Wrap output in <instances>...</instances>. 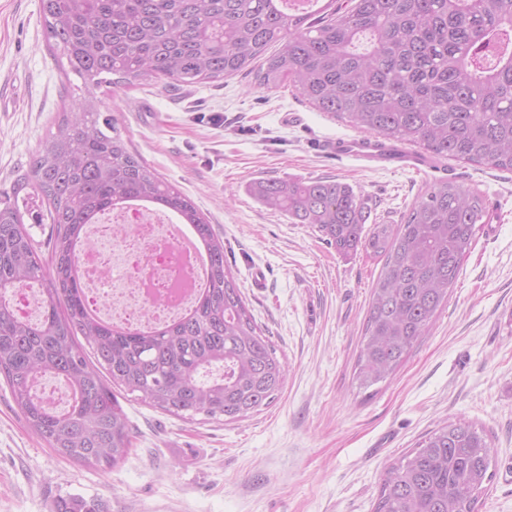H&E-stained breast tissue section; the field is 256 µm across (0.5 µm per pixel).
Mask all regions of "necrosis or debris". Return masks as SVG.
<instances>
[{
    "instance_id": "obj_1",
    "label": "necrosis or debris",
    "mask_w": 512,
    "mask_h": 512,
    "mask_svg": "<svg viewBox=\"0 0 512 512\" xmlns=\"http://www.w3.org/2000/svg\"><path fill=\"white\" fill-rule=\"evenodd\" d=\"M170 216L132 203L89 225L79 253L90 307L118 324L144 328L175 319L192 306L186 283L196 272L169 224ZM122 263L121 287L108 288L103 272Z\"/></svg>"
}]
</instances>
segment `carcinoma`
Instances as JSON below:
<instances>
[{"label": "carcinoma", "instance_id": "cac0c4a2", "mask_svg": "<svg viewBox=\"0 0 512 512\" xmlns=\"http://www.w3.org/2000/svg\"><path fill=\"white\" fill-rule=\"evenodd\" d=\"M41 2L47 40L93 87L146 78L207 84L260 60L259 86L290 81L319 111L365 135L435 161L512 172V0H352L349 8L328 0L322 12L285 7L292 0ZM274 43L279 50L266 55ZM68 100L14 187L51 206V265L19 209L0 206V375L27 426L58 456L113 467L131 446L113 388L182 419L238 420L276 399L287 366L224 262V239L101 117L94 96ZM249 192L315 227L338 254L365 250L384 261L357 358L365 389L391 375L429 330L487 217L480 195L448 180L401 223L370 226L367 198L347 183L260 179ZM128 202L171 212L198 233L208 258L204 294L156 329L114 328L92 316L76 281L87 225ZM32 282L43 289L30 322L15 314L10 295ZM47 375L71 389L67 409L51 410L36 395L35 379ZM491 452L473 425L440 426L389 468L375 512H479ZM57 512L97 510L70 498Z\"/></svg>", "mask_w": 512, "mask_h": 512}]
</instances>
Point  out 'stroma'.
Wrapping results in <instances>:
<instances>
[{"mask_svg": "<svg viewBox=\"0 0 512 512\" xmlns=\"http://www.w3.org/2000/svg\"><path fill=\"white\" fill-rule=\"evenodd\" d=\"M66 85L85 92L50 48L41 0H0V201L15 203L41 246L47 202L13 187L55 130ZM93 95L223 238L236 284L288 373L270 405L235 421H186L118 391L132 445L110 469L56 455L0 377V512H56L71 496L99 512H374L387 469L458 420L491 442L493 479L479 512H512V172L328 157L319 142L354 128L292 84L257 88L251 70L176 90L148 78ZM265 178L349 184L380 224L400 223L434 180L450 178L481 193L499 220L477 231L447 305L404 364L363 389L353 369L383 262L361 251L339 255L316 228L262 205L248 187Z\"/></svg>", "mask_w": 512, "mask_h": 512, "instance_id": "35a3bbf8", "label": "stroma"}]
</instances>
